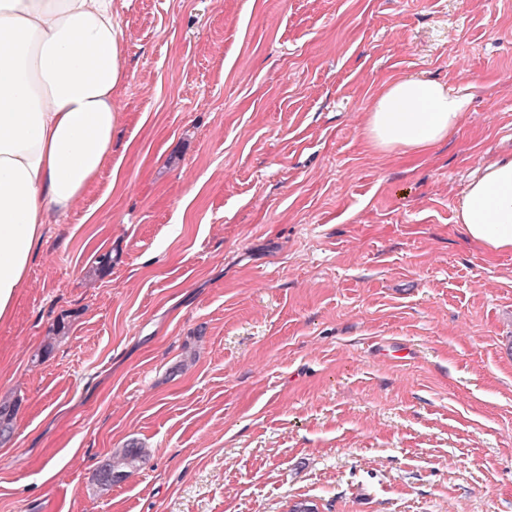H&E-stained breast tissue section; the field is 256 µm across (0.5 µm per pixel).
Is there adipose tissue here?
Here are the masks:
<instances>
[{"mask_svg": "<svg viewBox=\"0 0 512 512\" xmlns=\"http://www.w3.org/2000/svg\"><path fill=\"white\" fill-rule=\"evenodd\" d=\"M115 0H0V322L8 320L52 217L67 214L112 157L122 81ZM462 87L398 79L364 133L384 151L428 149L462 123ZM488 256L512 251V158L470 182L457 211Z\"/></svg>", "mask_w": 512, "mask_h": 512, "instance_id": "adipose-tissue-1", "label": "adipose tissue"}]
</instances>
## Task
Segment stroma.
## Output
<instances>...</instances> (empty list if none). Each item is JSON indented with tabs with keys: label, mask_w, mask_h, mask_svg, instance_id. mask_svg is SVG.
Segmentation results:
<instances>
[{
	"label": "stroma",
	"mask_w": 512,
	"mask_h": 512,
	"mask_svg": "<svg viewBox=\"0 0 512 512\" xmlns=\"http://www.w3.org/2000/svg\"><path fill=\"white\" fill-rule=\"evenodd\" d=\"M116 8L112 162L0 322V512H512V252L455 221L512 155V0ZM463 69L448 139L369 143L387 84ZM146 451L134 444L116 450L106 456L95 473V482L101 492L108 491L112 485L128 479L146 461Z\"/></svg>",
	"instance_id": "1"
}]
</instances>
